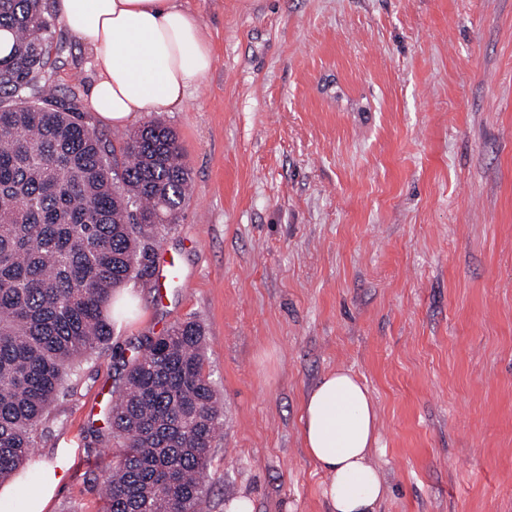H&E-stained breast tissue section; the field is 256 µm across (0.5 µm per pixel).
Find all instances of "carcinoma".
Wrapping results in <instances>:
<instances>
[{
	"label": "carcinoma",
	"instance_id": "obj_1",
	"mask_svg": "<svg viewBox=\"0 0 512 512\" xmlns=\"http://www.w3.org/2000/svg\"><path fill=\"white\" fill-rule=\"evenodd\" d=\"M42 0H0V483L73 395L76 364L112 339V304L149 275L155 244L191 189L174 130L151 121L123 158L83 115L30 102L49 64ZM205 331L188 319L148 336L104 416L122 448L102 482L106 512H195L223 401L204 372Z\"/></svg>",
	"mask_w": 512,
	"mask_h": 512
}]
</instances>
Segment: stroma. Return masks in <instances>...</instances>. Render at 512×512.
Segmentation results:
<instances>
[{
	"instance_id": "stroma-1",
	"label": "stroma",
	"mask_w": 512,
	"mask_h": 512,
	"mask_svg": "<svg viewBox=\"0 0 512 512\" xmlns=\"http://www.w3.org/2000/svg\"><path fill=\"white\" fill-rule=\"evenodd\" d=\"M212 70L176 133L192 173L158 241L179 280H130L134 313L83 360L39 437L34 485L69 457L47 512H102L118 447L90 436L140 343L205 329L224 401L195 512H326L302 400L352 370L378 412L379 512H512V0H182ZM38 77L114 149L92 111L93 53L54 22Z\"/></svg>"
}]
</instances>
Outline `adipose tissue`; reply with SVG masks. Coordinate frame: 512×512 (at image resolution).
I'll use <instances>...</instances> for the list:
<instances>
[{
	"label": "adipose tissue",
	"instance_id": "obj_1",
	"mask_svg": "<svg viewBox=\"0 0 512 512\" xmlns=\"http://www.w3.org/2000/svg\"><path fill=\"white\" fill-rule=\"evenodd\" d=\"M59 10L94 52L90 104L103 121L125 126L145 112L180 109L213 67L203 24L179 0H60ZM301 421L304 450L326 476L329 512H378L385 487L371 462L377 409L367 387L343 368L324 374L304 396ZM69 467L58 457L31 493L0 486V504L17 500L20 512H46Z\"/></svg>",
	"mask_w": 512,
	"mask_h": 512
}]
</instances>
